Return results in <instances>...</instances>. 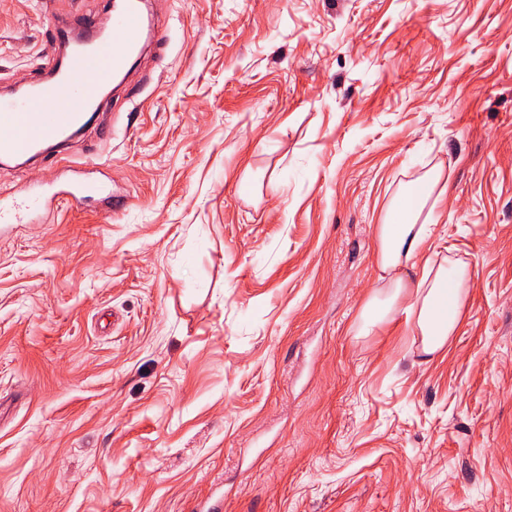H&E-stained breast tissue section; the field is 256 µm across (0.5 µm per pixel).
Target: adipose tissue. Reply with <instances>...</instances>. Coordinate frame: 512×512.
<instances>
[{"mask_svg":"<svg viewBox=\"0 0 512 512\" xmlns=\"http://www.w3.org/2000/svg\"><path fill=\"white\" fill-rule=\"evenodd\" d=\"M440 180L436 170L402 187L377 225L378 278L385 289L365 302L357 330L368 336L405 314L428 355L442 351L455 335L471 281L469 265L460 259L415 263L431 233L420 215Z\"/></svg>","mask_w":512,"mask_h":512,"instance_id":"adipose-tissue-1","label":"adipose tissue"}]
</instances>
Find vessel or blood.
I'll use <instances>...</instances> for the list:
<instances>
[{
  "label": "vessel or blood",
  "mask_w": 512,
  "mask_h": 512,
  "mask_svg": "<svg viewBox=\"0 0 512 512\" xmlns=\"http://www.w3.org/2000/svg\"><path fill=\"white\" fill-rule=\"evenodd\" d=\"M76 25L84 38L64 58L46 57L36 82L21 93L0 96L1 160H36L78 134L97 113L120 110V102L103 97L102 88L145 48L158 54L166 44L163 22L146 20L142 0H120L110 27H103L94 12L80 15ZM62 201L108 216L124 206L111 182L90 178L84 164L71 161L55 181L0 195V224L45 217Z\"/></svg>",
  "instance_id": "1"
}]
</instances>
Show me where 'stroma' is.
<instances>
[{"mask_svg":"<svg viewBox=\"0 0 512 512\" xmlns=\"http://www.w3.org/2000/svg\"><path fill=\"white\" fill-rule=\"evenodd\" d=\"M69 149L125 209L0 230V512H512V0H150ZM51 23L0 0V90ZM441 171L448 346L356 333L376 226Z\"/></svg>","mask_w":512,"mask_h":512,"instance_id":"35a3bbf8","label":"stroma"}]
</instances>
